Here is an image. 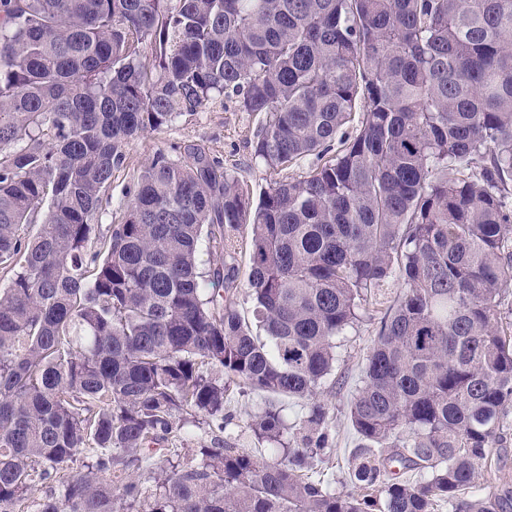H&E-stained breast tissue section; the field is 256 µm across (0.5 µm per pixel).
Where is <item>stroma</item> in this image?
<instances>
[{"instance_id": "1", "label": "stroma", "mask_w": 512, "mask_h": 512, "mask_svg": "<svg viewBox=\"0 0 512 512\" xmlns=\"http://www.w3.org/2000/svg\"><path fill=\"white\" fill-rule=\"evenodd\" d=\"M263 120V115L241 111L232 101L218 99L207 103L195 115L176 118L162 131L133 141L126 149L124 167L112 175L110 202L103 205L100 212V231H107L112 224L141 164L159 149L168 150L188 141L200 144L222 161L240 185L255 196L271 182L304 174L309 168L305 162L281 172L269 170L256 162L253 144ZM380 311V306H370L362 322L341 338L334 381L324 394L333 421L335 451L318 463L317 469L334 478L340 489L351 487L349 458L358 438L350 421L349 406L376 334ZM267 404L265 394L230 387L224 396V411L232 418L227 428L221 431L204 423L186 426L165 441L168 455L189 457L197 448L225 443L260 458L273 457V448L259 440L250 427L254 414Z\"/></svg>"}]
</instances>
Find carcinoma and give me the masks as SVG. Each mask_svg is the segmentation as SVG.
Listing matches in <instances>:
<instances>
[{
    "instance_id": "cac0c4a2",
    "label": "carcinoma",
    "mask_w": 512,
    "mask_h": 512,
    "mask_svg": "<svg viewBox=\"0 0 512 512\" xmlns=\"http://www.w3.org/2000/svg\"><path fill=\"white\" fill-rule=\"evenodd\" d=\"M221 95L265 115L266 168L317 163L255 201L159 149L94 248L126 147ZM0 269V512H512L473 492L512 413V0H0ZM395 276L340 491L311 474L324 386ZM232 384L305 403L291 441L283 407L253 420L278 458L162 462ZM238 266V281L237 283L238 288H241L240 294L237 296V309L242 317H250V310H251V300L245 296V285L247 283L249 268L247 263V257L245 255V252L241 253L237 256V262Z\"/></svg>"
}]
</instances>
